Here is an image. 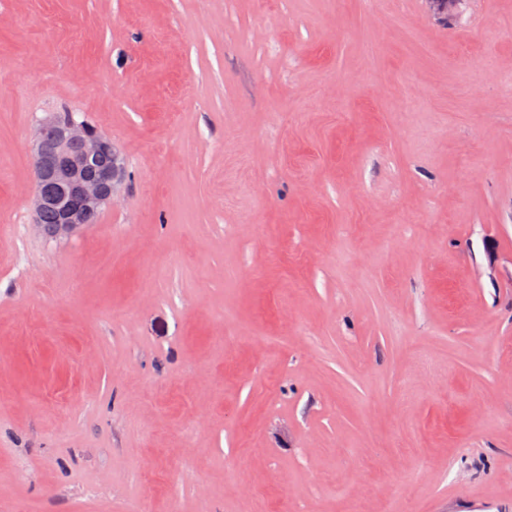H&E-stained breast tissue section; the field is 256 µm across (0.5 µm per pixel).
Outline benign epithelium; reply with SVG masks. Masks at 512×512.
I'll use <instances>...</instances> for the list:
<instances>
[{"instance_id":"7a95c632","label":"benign epithelium","mask_w":512,"mask_h":512,"mask_svg":"<svg viewBox=\"0 0 512 512\" xmlns=\"http://www.w3.org/2000/svg\"><path fill=\"white\" fill-rule=\"evenodd\" d=\"M74 145L80 149L76 157L70 153ZM104 157L111 158L112 164L98 177H87L86 170ZM32 158L37 164L35 183L50 181L54 185L50 193L35 189L34 211L39 214L52 209L58 215V224L52 229L35 224L42 235L70 237L87 223L91 215L119 198L124 178L120 152L108 138L90 133L82 121L73 119L58 130L56 153L45 154L38 142Z\"/></svg>"}]
</instances>
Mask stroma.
I'll return each mask as SVG.
<instances>
[{
    "label": "stroma",
    "mask_w": 512,
    "mask_h": 512,
    "mask_svg": "<svg viewBox=\"0 0 512 512\" xmlns=\"http://www.w3.org/2000/svg\"><path fill=\"white\" fill-rule=\"evenodd\" d=\"M0 512H512V0H0ZM55 117V126L40 129L39 134L46 152L55 151L56 127L70 121L74 113L56 112ZM73 145H78L80 149L76 157L70 153ZM43 148L38 139L32 154L37 164L34 191L36 224L33 225L41 235L47 237H71L87 224L91 215L119 198L124 178L121 155L111 140L90 133L87 125L76 119H72L58 130L56 153L47 155ZM103 157L111 159L104 158L99 167L90 172L92 177L98 178L87 177L86 170ZM111 160L112 164L107 167ZM102 168L105 169L100 172ZM43 181L52 182L54 190L45 193L37 188V184ZM45 209L56 211L58 224L56 214ZM44 224L49 227L56 225L50 230Z\"/></svg>",
    "instance_id": "stroma-1"
}]
</instances>
